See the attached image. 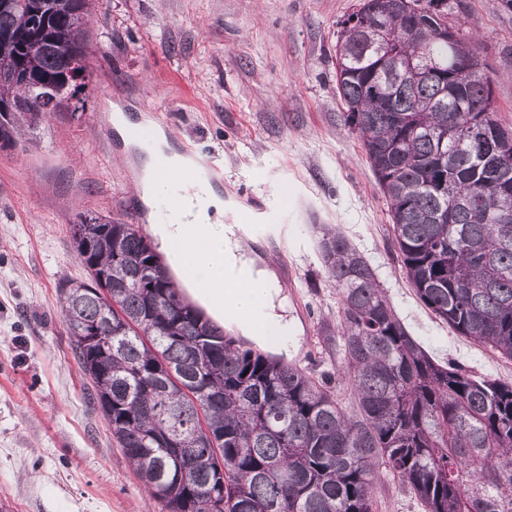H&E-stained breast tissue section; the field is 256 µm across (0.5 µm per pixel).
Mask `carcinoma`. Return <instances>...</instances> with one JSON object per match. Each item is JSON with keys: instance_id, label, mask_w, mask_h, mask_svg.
<instances>
[{"instance_id": "obj_1", "label": "carcinoma", "mask_w": 512, "mask_h": 512, "mask_svg": "<svg viewBox=\"0 0 512 512\" xmlns=\"http://www.w3.org/2000/svg\"><path fill=\"white\" fill-rule=\"evenodd\" d=\"M420 27L385 0L342 21L336 85L343 123L386 200L404 274L456 333L512 360V127L496 117L488 65L453 26L448 0H422ZM92 0L0 8V149L86 54ZM379 32L427 70L379 66ZM71 237L87 279L58 304L97 406L161 512H374L399 479L426 512H512V384L436 361L403 324L366 258L339 230L319 249L340 296L338 335L355 392L225 334L184 299L134 224L79 215ZM100 334L91 335L93 329Z\"/></svg>"}]
</instances>
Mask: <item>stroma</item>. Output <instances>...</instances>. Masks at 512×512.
Wrapping results in <instances>:
<instances>
[{"mask_svg":"<svg viewBox=\"0 0 512 512\" xmlns=\"http://www.w3.org/2000/svg\"><path fill=\"white\" fill-rule=\"evenodd\" d=\"M448 23L488 66L512 126V11L449 0ZM357 0H95L89 73L77 110L21 128L0 150V512H159L100 410L71 349L60 283L86 272L70 226L91 212L147 226L137 158L112 125L156 112L176 151L221 169L218 188L262 207L281 238L250 250L275 271L297 319L293 364L329 377L343 401L339 295L318 249L339 227L370 261L411 332L436 357L512 383V361L458 335L402 274L386 201L343 125L336 38Z\"/></svg>","mask_w":512,"mask_h":512,"instance_id":"1","label":"stroma"}]
</instances>
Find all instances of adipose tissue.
Wrapping results in <instances>:
<instances>
[{"label":"adipose tissue","mask_w":512,"mask_h":512,"mask_svg":"<svg viewBox=\"0 0 512 512\" xmlns=\"http://www.w3.org/2000/svg\"><path fill=\"white\" fill-rule=\"evenodd\" d=\"M142 159L141 198L161 210L150 236L167 266L190 297L217 322L235 325L240 336L287 356L295 348L297 324L285 314V301L269 265L245 252L232 225L224 221V198L207 175L177 179L187 163L164 133L133 141ZM245 287H234L237 276Z\"/></svg>","instance_id":"obj_1"}]
</instances>
